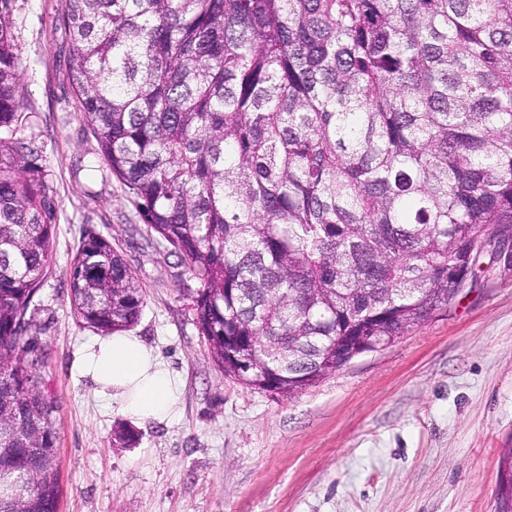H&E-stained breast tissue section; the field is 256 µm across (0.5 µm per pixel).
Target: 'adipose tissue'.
<instances>
[{"mask_svg": "<svg viewBox=\"0 0 512 512\" xmlns=\"http://www.w3.org/2000/svg\"><path fill=\"white\" fill-rule=\"evenodd\" d=\"M76 368L121 412L141 420L170 418L176 382L138 337L116 332L97 339L81 350Z\"/></svg>", "mask_w": 512, "mask_h": 512, "instance_id": "adipose-tissue-1", "label": "adipose tissue"}]
</instances>
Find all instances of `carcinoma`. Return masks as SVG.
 Masks as SVG:
<instances>
[{
  "instance_id": "cac0c4a2",
  "label": "carcinoma",
  "mask_w": 512,
  "mask_h": 512,
  "mask_svg": "<svg viewBox=\"0 0 512 512\" xmlns=\"http://www.w3.org/2000/svg\"><path fill=\"white\" fill-rule=\"evenodd\" d=\"M67 79L158 245L278 395L333 374L346 336L399 339L457 296L512 225V0H63ZM14 0H0V470L25 512H58L54 407L27 313L58 200L20 135ZM75 319L125 331L144 293L91 229L69 270ZM29 478L24 473H0V492L9 493L16 499H22L29 489Z\"/></svg>"
}]
</instances>
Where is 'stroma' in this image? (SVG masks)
Returning a JSON list of instances; mask_svg holds the SVG:
<instances>
[{"mask_svg":"<svg viewBox=\"0 0 512 512\" xmlns=\"http://www.w3.org/2000/svg\"><path fill=\"white\" fill-rule=\"evenodd\" d=\"M62 0H16L26 117L59 202L49 273L30 307L39 387L55 407L59 512H498L512 448V267L477 272L446 309L302 394L249 388L212 361L195 280L152 240L66 78ZM145 295L133 333L178 383L164 422L110 407L72 363L97 338L69 305L84 229ZM135 442L114 443L117 426Z\"/></svg>","mask_w":512,"mask_h":512,"instance_id":"1","label":"stroma"}]
</instances>
